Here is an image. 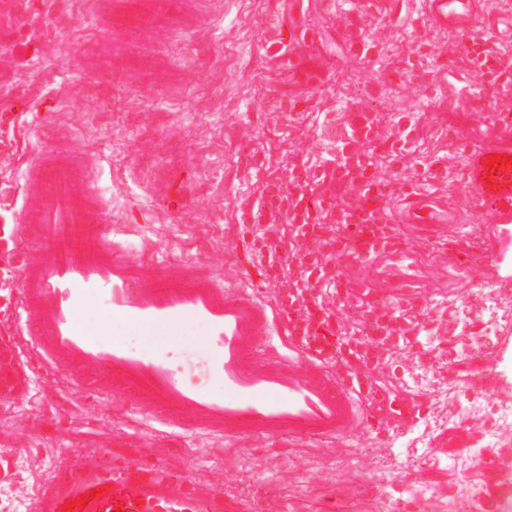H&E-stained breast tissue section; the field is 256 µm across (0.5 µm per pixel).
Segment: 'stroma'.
I'll use <instances>...</instances> for the list:
<instances>
[{"label": "stroma", "instance_id": "1", "mask_svg": "<svg viewBox=\"0 0 512 512\" xmlns=\"http://www.w3.org/2000/svg\"><path fill=\"white\" fill-rule=\"evenodd\" d=\"M212 23L169 44L178 66L194 75L185 90L147 89L145 81L115 73L79 77L74 35L76 0H58L62 15L48 38L18 68L0 116V222L18 206L15 186L32 150L29 127L49 121L67 127L99 158L100 186L112 220L133 227L131 258L155 257L202 266L236 292L270 299L248 260V239L237 234L234 201L260 177L251 149L277 145L317 161L336 151L343 128L336 114L361 101L373 112L420 113L424 139L413 156L427 162L448 150L446 125L466 131L473 115L446 112L435 90L461 60L432 55L415 66L405 58L418 34L434 45L453 34L434 24L424 0L394 13L391 0H212ZM368 13L392 37L360 59L339 42L342 16ZM296 33L292 55L269 59L268 34ZM295 106L287 119L269 115L281 97ZM20 273L0 259V342L20 361L16 336ZM428 332L446 322V353L429 352L403 384L418 394L426 422L403 437L402 449L378 447L370 426L333 448H285L244 439L225 446L204 432L179 437L139 429L131 406L94 399L58 374H29L23 395L0 401V512H32L56 465L98 462L101 449H152L201 487L228 489L240 512H438L440 501L493 479L512 480V465L496 451L512 441V387L491 386L471 373L475 347L491 351L497 332L512 328V286L488 291L460 285L440 271L423 286ZM207 330L187 321L169 336L159 331L124 340L141 348H174L201 356ZM451 369H443V361Z\"/></svg>", "mask_w": 512, "mask_h": 512}]
</instances>
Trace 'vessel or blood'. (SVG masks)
Instances as JSON below:
<instances>
[{
	"mask_svg": "<svg viewBox=\"0 0 512 512\" xmlns=\"http://www.w3.org/2000/svg\"><path fill=\"white\" fill-rule=\"evenodd\" d=\"M78 41L106 35L126 73L150 80L174 68L171 39L209 24L212 0H85ZM430 17L452 33L482 29L492 55L512 53V0L484 12L478 0H429ZM448 111L468 107L471 147L459 169L468 208L426 189L401 203L399 222L411 233L385 249L372 278L387 298L409 296L422 278L425 250L455 234L465 242L468 223L481 224L482 259L458 267L460 279L479 277L487 287L512 284V164L488 171L491 155L512 157V91L505 109L485 113L469 78L448 75L440 90ZM43 145L17 184L14 223L0 226V256L23 275L18 334L34 368L131 401L138 414L182 431H206L236 440L250 437L314 439L332 445L355 433L366 407L362 394L315 361L275 304L224 289L205 273L175 261L145 256L133 263L128 232L112 221L91 161V150L60 129L33 127ZM99 298L109 318L145 330H177L186 318L207 324L202 361L173 359L105 341L79 324L87 298ZM512 366V329L499 332L484 372L499 377ZM224 379L210 391L202 376ZM104 495H96V488ZM512 484L487 486L482 512H500ZM86 505H79V497ZM224 512V495L201 491L149 449L107 454L94 465L69 463L50 474L34 512Z\"/></svg>",
	"mask_w": 512,
	"mask_h": 512,
	"instance_id": "b4317fda",
	"label": "vessel or blood"
}]
</instances>
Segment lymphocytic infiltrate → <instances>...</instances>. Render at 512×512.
I'll return each instance as SVG.
<instances>
[{
  "instance_id": "obj_1",
  "label": "lymphocytic infiltrate",
  "mask_w": 512,
  "mask_h": 512,
  "mask_svg": "<svg viewBox=\"0 0 512 512\" xmlns=\"http://www.w3.org/2000/svg\"><path fill=\"white\" fill-rule=\"evenodd\" d=\"M345 133L323 163L264 158L257 189L235 202L239 233L251 234V260L299 337L318 361L366 393L395 399L396 370L416 361L424 326L412 301L357 298L344 261L375 255L373 240H400L389 204L406 187L448 181V157L416 168L410 145L419 116L347 112Z\"/></svg>"
}]
</instances>
